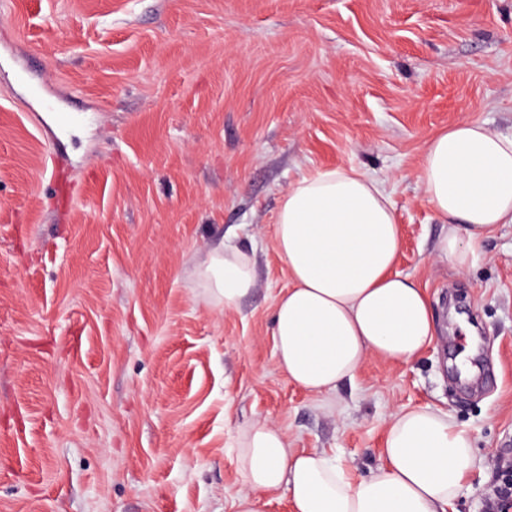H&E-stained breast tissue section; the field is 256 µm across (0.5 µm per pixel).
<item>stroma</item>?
<instances>
[{"label":"stroma","mask_w":512,"mask_h":512,"mask_svg":"<svg viewBox=\"0 0 512 512\" xmlns=\"http://www.w3.org/2000/svg\"><path fill=\"white\" fill-rule=\"evenodd\" d=\"M462 120L512 135V0H0V512H235L255 421L364 477L425 406L474 443L454 512H487L512 482V224L458 274L418 179ZM352 167L440 330L320 396L277 366L274 225ZM227 241L256 270L231 310L198 276Z\"/></svg>","instance_id":"35a3bbf8"}]
</instances>
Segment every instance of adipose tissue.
Returning <instances> with one entry per match:
<instances>
[{
	"label": "adipose tissue",
	"instance_id": "obj_1",
	"mask_svg": "<svg viewBox=\"0 0 512 512\" xmlns=\"http://www.w3.org/2000/svg\"><path fill=\"white\" fill-rule=\"evenodd\" d=\"M418 179L448 226L435 252L457 272L471 265L474 245L512 224V136L460 121L427 142ZM274 243L290 286L276 301L272 338L293 384L329 393L368 357L407 363L435 336L429 297L393 271L402 247L393 204L363 171L302 177L281 199ZM200 274L228 309L255 284L252 259L231 244L211 251ZM383 457L356 480L335 456L294 452L279 427L255 422L237 445L236 512H260L262 496L282 489L292 512H448L477 464L469 435L428 407L392 415Z\"/></svg>",
	"mask_w": 512,
	"mask_h": 512
}]
</instances>
